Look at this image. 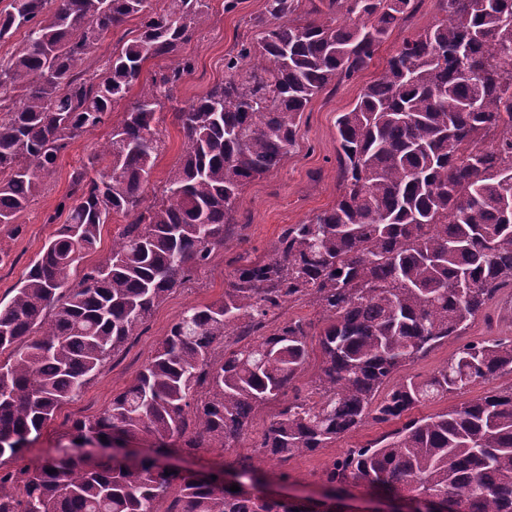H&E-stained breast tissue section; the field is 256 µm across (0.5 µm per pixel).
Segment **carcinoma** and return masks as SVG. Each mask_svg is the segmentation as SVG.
<instances>
[{
	"instance_id": "cac0c4a2",
	"label": "carcinoma",
	"mask_w": 512,
	"mask_h": 512,
	"mask_svg": "<svg viewBox=\"0 0 512 512\" xmlns=\"http://www.w3.org/2000/svg\"><path fill=\"white\" fill-rule=\"evenodd\" d=\"M419 0H265L255 43L224 80L174 112L187 142L162 192L144 204L161 147L156 113L193 70L178 55L209 18V0H11L0 40L26 28L0 61V226L17 220L43 175L105 124L144 63L171 64L143 85L90 159L73 173L67 219L0 299V457L17 456L80 394L175 288L226 244L250 180L296 144L312 98L372 61ZM445 17L404 40L384 72L336 120L342 192L291 224L271 257L237 266L224 299L171 324L132 384L93 418L91 436L144 440L125 464L86 453L0 473V512H314L243 487L248 457L195 478L167 471L173 454L233 448L254 415L282 401L255 451L284 466L372 421L397 424L349 448L324 474L329 492L364 485L381 497L456 499L457 512H512V385L416 418L426 401L512 373V336L460 345L426 378L390 384L405 366L462 335L512 289V0H441ZM138 36L103 68L86 55L131 18ZM125 224L88 266L112 216ZM306 297L325 327L307 393L310 326L268 315ZM54 473H48V470ZM239 478L227 482L224 472ZM237 485L238 491L230 490Z\"/></svg>"
}]
</instances>
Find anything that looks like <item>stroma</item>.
I'll return each instance as SVG.
<instances>
[{
	"mask_svg": "<svg viewBox=\"0 0 512 512\" xmlns=\"http://www.w3.org/2000/svg\"><path fill=\"white\" fill-rule=\"evenodd\" d=\"M263 9L264 0H238L237 8L231 12L225 11L224 0H210L208 22L182 48L183 55L193 59L194 69L160 116L162 146L145 189L146 198H153L161 190L169 170L185 150L183 131L173 119L174 109L188 106L223 80L225 59L235 54L242 43L257 40L259 31L252 27L251 20ZM442 16L439 0H421L418 12L393 28L367 68L348 81L329 85L312 100L288 157L274 172L244 186L238 201L237 222L226 247L216 249L209 264L167 295L140 335L131 338L126 351L112 358L79 396L57 409L53 420L29 447L24 448L22 456L0 457V470L34 468L44 459L68 451L74 421L97 415L109 405L114 394L133 382L181 312L193 305L223 299L237 258L256 261L270 257L284 228L307 222L336 202L339 195L336 119L339 113L354 106L363 89L379 77L403 40L423 31ZM120 117V112H113L111 123L72 142L52 171L43 176L38 194L19 219V233L10 237L0 232V250L5 253L4 260L0 261V299L12 297L13 287L29 264L57 225L65 222L67 215L60 212L58 206L72 193L73 171L87 165L98 144L110 137L112 122ZM279 408V403L274 402L260 411L237 447L203 448L196 455L180 457L179 465L200 469L253 455L254 445ZM383 431V426L368 422L338 439L332 447L292 458L286 468L288 476L282 481L283 490L299 495H319L324 487V473L333 461L346 449L371 441Z\"/></svg>",
	"mask_w": 512,
	"mask_h": 512,
	"instance_id": "1",
	"label": "stroma"
}]
</instances>
